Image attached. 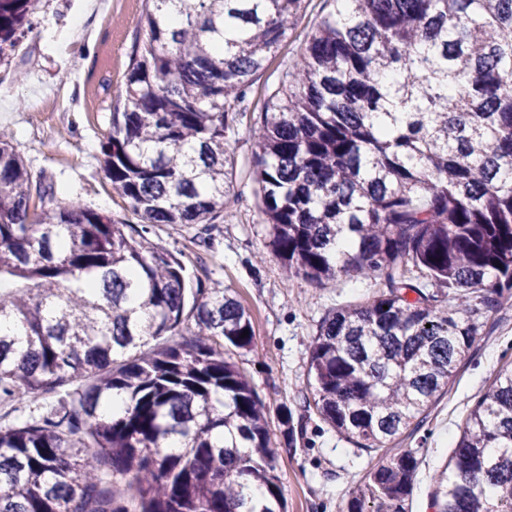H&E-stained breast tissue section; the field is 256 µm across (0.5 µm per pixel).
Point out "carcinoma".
Segmentation results:
<instances>
[{
	"mask_svg": "<svg viewBox=\"0 0 512 512\" xmlns=\"http://www.w3.org/2000/svg\"><path fill=\"white\" fill-rule=\"evenodd\" d=\"M34 2L0 0V60ZM170 2L145 0L102 146L143 226L43 194L31 205L0 134V277L18 284L0 291V325L21 328H0V401L80 382L51 415L0 425V512H287L265 405L230 357L255 347L251 315L200 282L187 305L185 266L146 225L224 221L240 117L311 0H178L175 25ZM322 2L265 86L253 181L287 276L384 282L322 319L310 404L385 449L346 512H409L417 458L398 439L448 393L479 326L478 307L462 318L406 273L462 301L512 291V0ZM186 324L192 339L173 340ZM430 508L512 512V366L474 404Z\"/></svg>",
	"mask_w": 512,
	"mask_h": 512,
	"instance_id": "carcinoma-1",
	"label": "carcinoma"
}]
</instances>
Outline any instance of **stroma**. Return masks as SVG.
<instances>
[{
	"instance_id": "obj_1",
	"label": "stroma",
	"mask_w": 512,
	"mask_h": 512,
	"mask_svg": "<svg viewBox=\"0 0 512 512\" xmlns=\"http://www.w3.org/2000/svg\"><path fill=\"white\" fill-rule=\"evenodd\" d=\"M143 9L144 0H102L90 13L83 0H36L33 30L0 64V129L10 134L33 181L127 224L140 218L113 191L101 147L112 129ZM265 82L258 77L253 109L238 126L223 223L208 230L157 224L148 237L174 252L192 279L236 297L249 310L256 346L236 351L233 359L266 407L288 512H344L382 453L354 448L308 408L310 345L323 316L364 302L379 283L344 276L320 286L283 275L251 174V127ZM478 324V341L447 394L414 433L400 439L419 461L412 512H430L434 478L447 464L469 410L498 370L512 364V298L484 307Z\"/></svg>"
}]
</instances>
